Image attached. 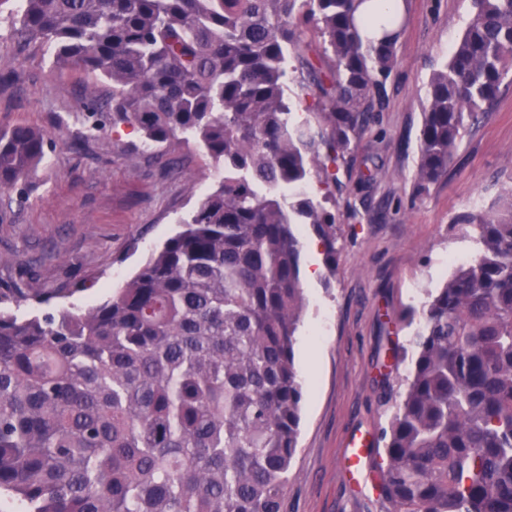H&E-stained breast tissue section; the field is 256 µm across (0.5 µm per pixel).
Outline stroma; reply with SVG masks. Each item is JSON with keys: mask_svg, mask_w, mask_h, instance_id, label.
<instances>
[{"mask_svg": "<svg viewBox=\"0 0 512 512\" xmlns=\"http://www.w3.org/2000/svg\"><path fill=\"white\" fill-rule=\"evenodd\" d=\"M397 63L375 120L343 164L333 209L340 226L335 272L304 236L307 297L295 346L304 388L298 451L285 512H389L380 490L346 478L344 442L388 427L406 388L415 325L429 291L453 271L448 256L473 253L464 215L497 209L512 189V83L469 126L440 181L416 191L418 136L432 72L450 56L472 0H404ZM11 0L0 5V128L65 127L30 175L27 200L0 210V292L61 289L52 311L80 313L122 288L175 233L218 173L194 144L164 169L138 129L105 125L88 147L70 121L89 83L55 67L45 45L17 49ZM373 179H366V172ZM87 290H80L83 281Z\"/></svg>", "mask_w": 512, "mask_h": 512, "instance_id": "obj_1", "label": "stroma"}]
</instances>
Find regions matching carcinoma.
Wrapping results in <instances>:
<instances>
[{
    "label": "carcinoma",
    "mask_w": 512,
    "mask_h": 512,
    "mask_svg": "<svg viewBox=\"0 0 512 512\" xmlns=\"http://www.w3.org/2000/svg\"><path fill=\"white\" fill-rule=\"evenodd\" d=\"M357 0H24L13 43L111 85L81 105L132 124L164 166L194 142L222 172L125 286L80 314L0 311V490L28 512H284L303 384L302 234L336 270V213L308 192L341 166L394 69L399 18ZM428 83L416 188L512 73V0H473ZM326 68L306 57L308 29ZM300 67L298 120L288 55ZM52 134L0 128V205L22 200ZM475 255L422 305L384 434L391 512H512V200L466 218ZM34 297L18 288L21 309Z\"/></svg>",
    "instance_id": "1"
}]
</instances>
